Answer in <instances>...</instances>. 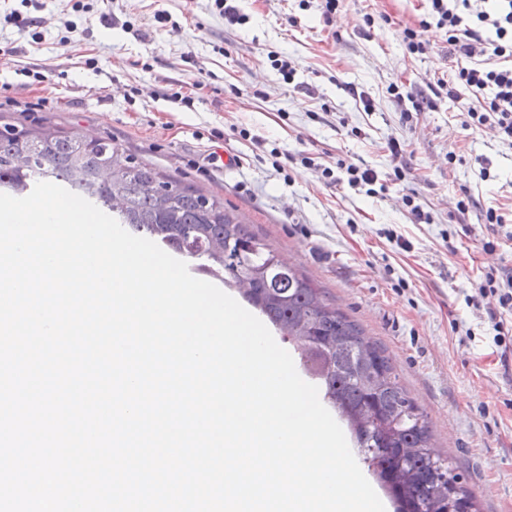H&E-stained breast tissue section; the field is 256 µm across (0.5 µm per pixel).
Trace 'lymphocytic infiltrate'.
Listing matches in <instances>:
<instances>
[{
    "label": "lymphocytic infiltrate",
    "mask_w": 512,
    "mask_h": 512,
    "mask_svg": "<svg viewBox=\"0 0 512 512\" xmlns=\"http://www.w3.org/2000/svg\"><path fill=\"white\" fill-rule=\"evenodd\" d=\"M432 16L403 30L406 49L425 54L431 47L425 34L442 30L443 52L455 64L453 80L430 83V96L414 102V111L432 108L435 97H456L467 89L478 101L467 115L471 126L494 128L501 139L512 142V0H431ZM477 295L467 297L472 307L486 308L495 345L512 351V272L489 270L477 283ZM484 307V306H483Z\"/></svg>",
    "instance_id": "obj_1"
}]
</instances>
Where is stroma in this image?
<instances>
[{
    "mask_svg": "<svg viewBox=\"0 0 512 512\" xmlns=\"http://www.w3.org/2000/svg\"><path fill=\"white\" fill-rule=\"evenodd\" d=\"M237 8L232 24L211 0H0V115L111 137L223 200L385 348L482 512H512V363L502 364L485 311L465 303L484 271L512 268V241L484 251L481 225L486 206L512 212V147L462 126L472 95L407 119L389 94L395 84L427 93L450 69L436 48L412 55L403 43L430 0H345L330 24L301 0ZM13 12L40 17L39 42ZM275 55L292 78L273 68ZM25 67L45 82L31 84ZM173 84L192 105L163 97ZM393 139L409 172L387 194L322 178L340 159L386 176ZM223 151L236 167L223 166ZM465 189L477 205L460 215ZM406 194L430 223H413Z\"/></svg>",
    "mask_w": 512,
    "mask_h": 512,
    "instance_id": "obj_1",
    "label": "stroma"
}]
</instances>
